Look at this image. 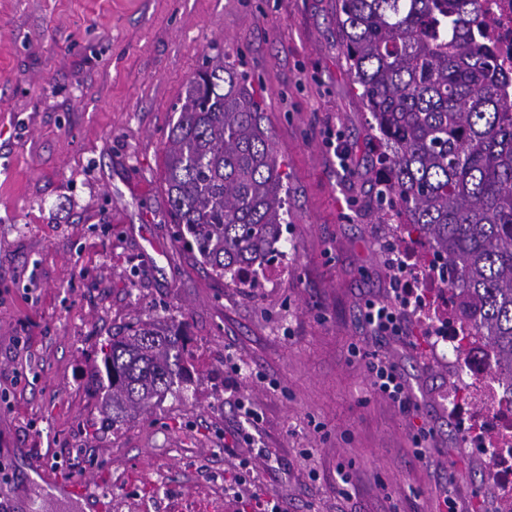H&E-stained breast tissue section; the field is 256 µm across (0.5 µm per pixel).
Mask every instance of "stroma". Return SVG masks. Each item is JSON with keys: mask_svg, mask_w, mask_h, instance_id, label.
Segmentation results:
<instances>
[{"mask_svg": "<svg viewBox=\"0 0 512 512\" xmlns=\"http://www.w3.org/2000/svg\"><path fill=\"white\" fill-rule=\"evenodd\" d=\"M223 56L260 95L288 186L268 277L213 274L166 219L162 161L187 83ZM371 117L347 70L336 0H0V502L96 512L58 497L82 480L107 512H501L448 408L457 372L413 313L374 336L367 302L393 299L408 250L376 208ZM348 154L341 167L337 149ZM184 323L188 391L116 425L91 381L134 320ZM410 386L402 409L371 388L369 358ZM430 449L414 456L419 428ZM271 449L272 467L253 459ZM50 479L43 492L39 473ZM242 474L236 500L225 480Z\"/></svg>", "mask_w": 512, "mask_h": 512, "instance_id": "35a3bbf8", "label": "stroma"}]
</instances>
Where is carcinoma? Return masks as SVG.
Masks as SVG:
<instances>
[{
  "instance_id": "carcinoma-1",
  "label": "carcinoma",
  "mask_w": 512,
  "mask_h": 512,
  "mask_svg": "<svg viewBox=\"0 0 512 512\" xmlns=\"http://www.w3.org/2000/svg\"><path fill=\"white\" fill-rule=\"evenodd\" d=\"M337 24L372 117L382 215L427 239L451 274L456 318L512 384V78L494 64L479 0H340ZM244 73L191 79L163 160L168 222L219 276L241 277L281 240L286 192ZM181 324L131 322L102 350L115 425L191 382Z\"/></svg>"
}]
</instances>
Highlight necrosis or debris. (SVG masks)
Instances as JSON below:
<instances>
[{"label":"necrosis or debris","instance_id":"4bbe7bcc","mask_svg":"<svg viewBox=\"0 0 512 512\" xmlns=\"http://www.w3.org/2000/svg\"><path fill=\"white\" fill-rule=\"evenodd\" d=\"M488 24V45L499 68L512 76V0H480ZM435 352L457 366L461 380L448 396L470 447L487 449L490 474L512 485V387L501 378L492 351L452 321L438 323Z\"/></svg>","mask_w":512,"mask_h":512}]
</instances>
